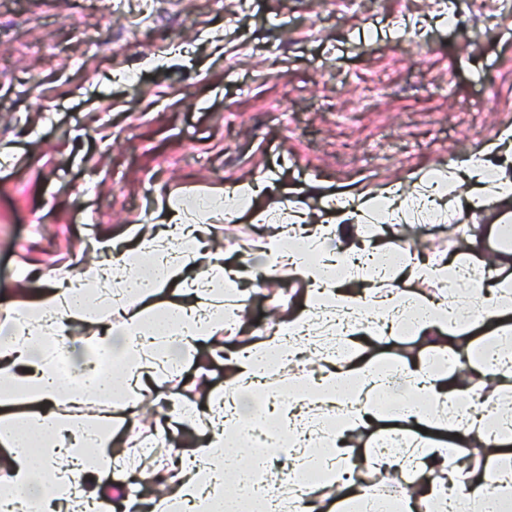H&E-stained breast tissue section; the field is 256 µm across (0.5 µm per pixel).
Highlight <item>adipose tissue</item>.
Returning a JSON list of instances; mask_svg holds the SVG:
<instances>
[{
	"instance_id": "1",
	"label": "adipose tissue",
	"mask_w": 512,
	"mask_h": 512,
	"mask_svg": "<svg viewBox=\"0 0 512 512\" xmlns=\"http://www.w3.org/2000/svg\"><path fill=\"white\" fill-rule=\"evenodd\" d=\"M461 173L447 180L420 178L419 191L384 189L377 199H346L338 206L343 224L295 213L304 233L295 248L285 246L282 233L269 236L262 271L230 267L220 258L208 263L203 278L187 279L184 267L197 258L185 245L180 259L169 256V239L140 241L137 247L114 250V269L122 274L117 287L104 283L72 287L62 283L25 300L19 317L0 330V512H68L70 501L92 503L117 491L119 475L112 452V418L101 414L85 423L64 412L63 404L93 395L104 404L127 395L141 382H160L199 345L217 333L241 330L247 297L244 284L257 275L280 279L283 272L306 284V313L289 319L285 331L231 352L224 362L234 403L224 424L207 433L191 458L176 456L178 475L167 493L149 499L147 512H282L283 502L271 500L266 479L272 456L254 454L257 445L280 447L282 430L296 446L288 458L295 469L316 467L335 487L334 512H416L420 503L431 512H503L512 506V414L490 417L463 412L469 387L441 372L434 359L387 366H351L325 359L317 375L300 377L291 397L269 386L289 352L297 350L316 325L346 315L344 334L354 333L358 303L368 299L376 314L373 331L395 335L400 322H413L416 334L458 335L470 323H495L512 313V281L492 276L484 264L461 251L421 257L406 243L394 245L398 263L387 254H350L343 248L344 223L358 224L377 209L396 220L412 211L424 214L444 203L449 185L471 195L473 207L512 197V179L485 182V164L469 159ZM260 179L239 182L223 194L195 201L199 217L223 211L234 222L237 205L256 197ZM151 254L139 269L142 254ZM445 286L440 298L419 295L415 284ZM188 288L192 307L157 302L169 284ZM72 321L96 325L87 345L91 356L71 388H63L47 343L67 341ZM112 356V370H100L99 357ZM473 368L493 380L487 398H512V331L503 330L480 350ZM402 382L406 401L384 414L378 400L392 381ZM387 434L405 437L409 425L426 429L410 447L368 448L357 452L349 437L379 421ZM476 443L484 450L482 468L465 469L448 452L449 439ZM85 475L81 487L70 481L72 471ZM363 470L390 471L409 478L411 488L397 499L376 498L353 479Z\"/></svg>"
}]
</instances>
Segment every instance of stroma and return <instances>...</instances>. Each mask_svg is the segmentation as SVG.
<instances>
[{
  "mask_svg": "<svg viewBox=\"0 0 512 512\" xmlns=\"http://www.w3.org/2000/svg\"><path fill=\"white\" fill-rule=\"evenodd\" d=\"M0 0V324L28 294L86 262L88 236L131 247L168 197L218 195L262 175L273 184L239 223L210 214L211 248L262 259L266 217L281 199L313 211L329 199L373 196L427 170L450 171L512 127V14L493 0ZM453 12L455 23L442 22ZM278 103L287 122L268 112ZM456 196L425 224L386 223L387 247L422 255L491 256L482 224ZM305 308L294 276L251 292L245 325L198 348L155 400L133 394L115 419L124 445L151 434L165 399L198 403L175 446L191 452L222 414L203 407L206 383L225 391L224 355L267 339ZM422 337L367 338L364 355L418 357Z\"/></svg>",
  "mask_w": 512,
  "mask_h": 512,
  "instance_id": "1",
  "label": "stroma"
}]
</instances>
